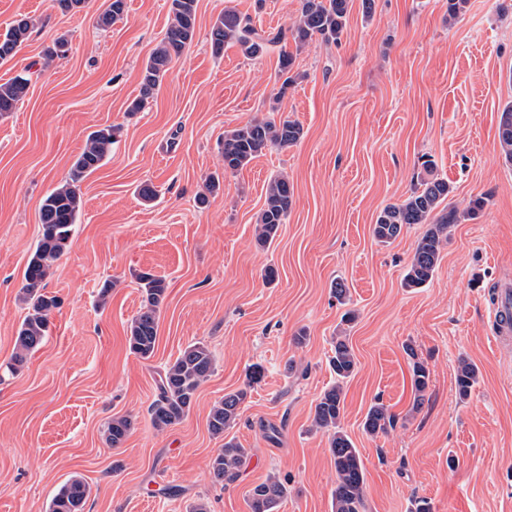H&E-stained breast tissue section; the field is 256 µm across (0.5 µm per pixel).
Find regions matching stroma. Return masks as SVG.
Listing matches in <instances>:
<instances>
[{
  "label": "stroma",
  "mask_w": 512,
  "mask_h": 512,
  "mask_svg": "<svg viewBox=\"0 0 512 512\" xmlns=\"http://www.w3.org/2000/svg\"><path fill=\"white\" fill-rule=\"evenodd\" d=\"M106 6L88 0L64 13L56 0H0V33L20 17L33 22L15 57L0 63V84L30 80L17 108L0 115V512H48L74 476L91 488L85 512H191L199 503L250 512V490L271 476L288 483L278 512H332L329 434L312 419L336 381L328 360L341 331L357 358L341 426L363 463V512H414L421 500L431 512H512V343L496 342L492 315L512 275V164L498 141L512 103V0H468L452 24L448 0H374L368 21L362 0H352L340 43L299 48L288 37L257 59L234 45L213 54L217 17L229 6L258 31L286 30L301 0H198L192 44L133 114L170 0H127L123 19L101 26ZM60 37L67 53L45 62ZM284 51L296 77L289 87ZM280 118L302 126L297 144L225 170V132ZM108 125L119 126L118 140L82 183L70 246L45 282L61 304L44 344L9 374L29 313L21 287L40 206L66 183L88 135ZM425 156L453 186L455 207L479 196L485 206L453 225L433 279L407 288L425 225L388 244L372 226L409 194ZM278 173L293 204L262 247L256 219ZM212 176L221 188L199 205ZM146 181L156 190L150 202L137 192ZM142 271L168 285L147 360L126 339ZM339 280L349 291L343 304L333 294ZM195 342L210 350L214 371L184 419L156 430L148 409L159 375ZM408 345L430 372L419 405ZM463 358L479 370L464 400L455 382ZM255 364L264 375L252 384ZM241 388L248 396L235 425L213 436L212 407ZM377 401L395 422L370 435L363 422ZM116 416L133 421L117 448L106 439ZM228 438L247 455L227 485L210 461Z\"/></svg>",
  "instance_id": "stroma-1"
}]
</instances>
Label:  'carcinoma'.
<instances>
[{"instance_id":"carcinoma-1","label":"carcinoma","mask_w":512,"mask_h":512,"mask_svg":"<svg viewBox=\"0 0 512 512\" xmlns=\"http://www.w3.org/2000/svg\"><path fill=\"white\" fill-rule=\"evenodd\" d=\"M352 0H301L300 14L292 25L296 46L314 40L338 43L347 31V21ZM126 9V0H108V7L100 18L103 23L120 20ZM171 22L159 46L152 52L142 68L139 95L130 103L128 111L139 112L160 87L170 64L180 58L192 43L197 20V0H171ZM31 22L20 18L0 34V63L13 58L27 40ZM285 32L260 34L249 24V18L233 9L220 14L211 31V47L215 55L224 52V45L234 44L248 58L264 53L267 45L279 43ZM28 80L16 77L0 84V114L12 112L25 97ZM117 128L105 126L91 132L83 151L73 161L69 181L52 190L40 208L42 233L40 241L24 269L23 293L30 312L20 325L15 339L10 369L18 371L28 357L38 350L48 333V316L58 307L55 296L43 293L53 263L69 246L72 227L81 206L80 185L100 168L112 152ZM303 135L301 125L292 120H253L224 134V170L238 171L258 157L270 146L288 147L296 144ZM498 138L505 162L512 164V104L500 113ZM453 186L434 174L431 160L422 162V172L402 201L383 208L373 225V236L382 243L396 239L404 226L425 224L426 231L417 241L414 253L404 276V286L421 288L428 284L436 271L448 229L465 217H473L485 205L484 198L470 202L464 213L458 211L448 198ZM293 203V188L288 177L279 174L268 181L265 202L256 223V242L264 247L275 238L279 226L285 223ZM142 292L141 309L130 321L127 329L128 347L143 359L150 358L156 347L160 308L166 298L165 281L150 273L137 276ZM410 358L414 402L421 404L428 388L429 371L411 346H406ZM330 366L336 383L325 389L314 406L313 423L330 436V452L336 471V487L332 491L333 512H363L365 474L359 452L350 437L341 428L345 395L343 384L356 370V359L348 339L338 336L333 343ZM214 363L209 349L201 343L187 345L160 375L158 395L149 408L151 424L158 430L179 423L190 410L199 387L213 373ZM478 369L463 361L459 364L456 385L460 398H466L477 381ZM248 391L239 389L224 394L211 410L209 430L216 437L224 436L239 416L241 404ZM394 425V418L387 407L374 402L368 409L363 428L375 435L384 433ZM132 422L126 416L112 418L106 430L107 441L114 448L120 447L128 436ZM246 449L232 439L224 442L211 459L210 467L216 480L233 483ZM287 495V487L277 477H270L255 485L249 492L250 512H277ZM90 496L89 485L79 477L69 479L49 505V512H84Z\"/></svg>"}]
</instances>
